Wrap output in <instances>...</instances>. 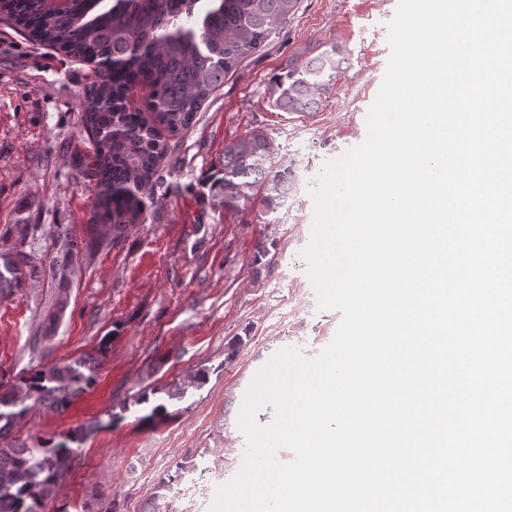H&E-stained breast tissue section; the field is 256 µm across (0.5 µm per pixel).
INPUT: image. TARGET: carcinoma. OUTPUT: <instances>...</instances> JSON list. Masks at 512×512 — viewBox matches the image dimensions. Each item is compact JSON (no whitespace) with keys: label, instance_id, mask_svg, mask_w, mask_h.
Masks as SVG:
<instances>
[{"label":"carcinoma","instance_id":"carcinoma-1","mask_svg":"<svg viewBox=\"0 0 512 512\" xmlns=\"http://www.w3.org/2000/svg\"><path fill=\"white\" fill-rule=\"evenodd\" d=\"M299 0H0V20L22 27L29 37L93 65L95 80L81 103L93 156L81 170L93 185L92 222L120 230L136 223L152 198L153 180L168 158L170 139L184 134L204 102L249 56L278 36L295 15ZM344 50L323 42L288 59L267 87L269 105L280 112L313 116L342 73ZM267 135L253 131L224 146V173L212 180L224 207L259 203L264 220L282 207L294 172L273 164ZM23 256L0 253V294L20 282ZM99 356L39 370L17 383L0 380V440L32 406L58 410L94 381ZM209 380V369L189 374L168 400L183 399ZM151 404L145 420L171 416L167 400ZM90 428L81 427L53 445L0 446V512H44L69 459V444ZM189 460L162 478L164 497L192 477Z\"/></svg>","mask_w":512,"mask_h":512}]
</instances>
